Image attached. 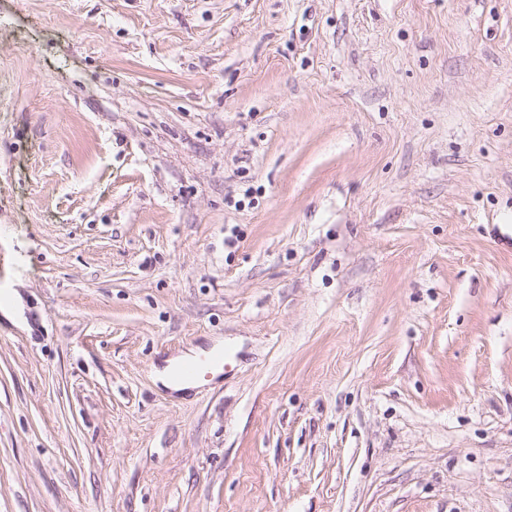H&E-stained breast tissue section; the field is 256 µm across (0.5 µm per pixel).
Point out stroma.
I'll return each mask as SVG.
<instances>
[{
  "label": "stroma",
  "instance_id": "1",
  "mask_svg": "<svg viewBox=\"0 0 512 512\" xmlns=\"http://www.w3.org/2000/svg\"><path fill=\"white\" fill-rule=\"evenodd\" d=\"M0 259V512H512V0H0ZM230 357V350H224L223 348L216 351H207L187 361L176 362L173 367L175 381L178 383L194 382L210 372L224 370ZM174 363L162 373L163 382L176 389L194 386L196 383L175 384L172 382L170 371Z\"/></svg>",
  "mask_w": 512,
  "mask_h": 512
}]
</instances>
